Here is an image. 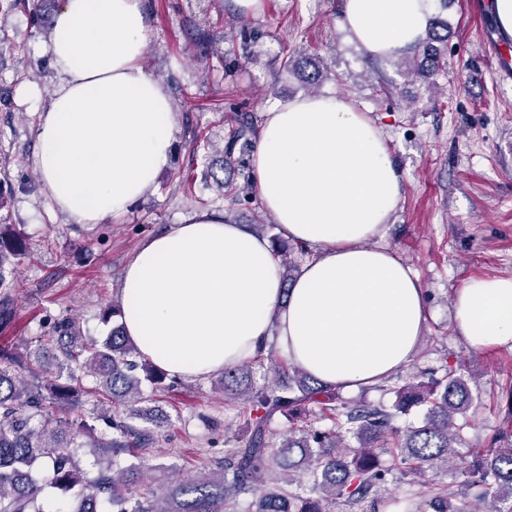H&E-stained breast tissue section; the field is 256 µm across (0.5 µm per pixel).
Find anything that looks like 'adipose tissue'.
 <instances>
[{
	"instance_id": "adipose-tissue-1",
	"label": "adipose tissue",
	"mask_w": 512,
	"mask_h": 512,
	"mask_svg": "<svg viewBox=\"0 0 512 512\" xmlns=\"http://www.w3.org/2000/svg\"><path fill=\"white\" fill-rule=\"evenodd\" d=\"M430 0H341V25L388 59L424 37ZM147 0H60L48 52L60 75L39 116L34 164L71 223L126 214L173 157L174 114L146 71ZM261 204L311 249L290 289L267 239L202 209L144 239L121 278L123 326L170 376L202 381L276 347L317 380L353 392L409 364L427 309L417 274L378 245L403 191L375 123L345 98L306 96L262 117L251 156ZM471 347L512 349V276L477 277L451 300Z\"/></svg>"
}]
</instances>
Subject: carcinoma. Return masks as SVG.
<instances>
[{
	"mask_svg": "<svg viewBox=\"0 0 512 512\" xmlns=\"http://www.w3.org/2000/svg\"><path fill=\"white\" fill-rule=\"evenodd\" d=\"M59 0H9V7L23 5L32 11L37 25L51 29V7ZM448 43V20H430L425 38L412 56L413 72L430 77L441 69L437 45ZM313 67L305 78L310 84L328 76L315 54H285L283 68L292 73L302 65ZM256 134L253 118L239 119L224 145L223 158L246 167L245 150ZM228 210L243 197L255 193L248 178L228 190ZM25 234L14 224H0V324L10 319L11 292L20 284L5 275L6 260L27 258ZM37 349L57 352L55 381L47 387L29 384L16 376L24 366L20 354H0V512H45L40 495L47 488L82 493L68 512H236L242 493L254 496V512H335L336 500L353 507L366 500L370 512H387L394 500L377 495L380 484L394 469H402L413 482L426 473L455 460L457 448L465 443L464 425L457 419L479 405L470 387L473 375H464L451 365L428 384L408 381L391 388L396 401L389 409L361 401H344L339 390L319 383L301 368L269 352L270 370L276 378L288 379L290 387L269 383L261 389L252 385L250 362L228 366L216 385L224 396L242 404L241 416L249 432L247 445L224 455L217 471L188 476L168 486L162 498L141 489L139 467H118L122 455L133 448H151L156 443L149 429H137L128 419L143 412L142 404L156 402L167 388L170 376L145 359L118 324L103 341L87 339L71 319L55 326L54 335L37 339ZM148 382L146 393L142 383ZM425 406L419 425L400 428L397 418L414 405ZM90 406V413L106 421L112 435L92 448H109L112 457L96 453L90 468L81 466L69 441L75 423L55 417L52 408ZM318 409L328 413L331 426L320 429L307 422V414ZM289 422L288 437L277 443L269 429L276 415ZM358 446L352 447L348 437ZM493 448L473 449L472 460L463 470V485L472 498L460 507L454 499L461 492L446 486L429 487L422 496H407L406 512H512V430L501 431ZM388 455V462L382 461ZM277 469L288 484L296 473L313 478V497L265 487L268 471ZM47 471L49 479L38 474Z\"/></svg>",
	"mask_w": 512,
	"mask_h": 512,
	"instance_id": "cac0c4a2",
	"label": "carcinoma"
}]
</instances>
